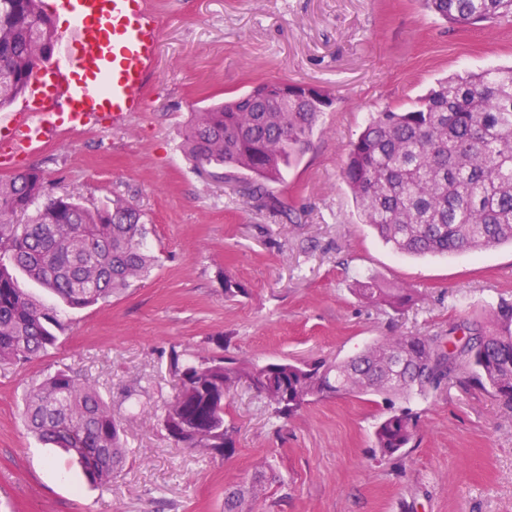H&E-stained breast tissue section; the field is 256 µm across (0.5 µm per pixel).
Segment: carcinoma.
<instances>
[{"label": "carcinoma", "instance_id": "1", "mask_svg": "<svg viewBox=\"0 0 512 512\" xmlns=\"http://www.w3.org/2000/svg\"><path fill=\"white\" fill-rule=\"evenodd\" d=\"M454 26L512 21V0H421ZM59 40L43 0H0V109L21 97L49 45ZM331 100L302 84L281 96L263 82L194 113L185 150L199 170L229 168L245 175L239 193L264 202L271 185L310 144ZM342 179L361 223L371 226L400 255L449 256L512 245V65L447 76L404 110L371 117L353 141ZM40 174L0 180V364L27 363L55 348L64 324L56 307L32 298L16 272L47 289L66 307L84 309L125 292L147 276L157 257L138 208L120 200L90 208L71 195L47 199ZM364 301L396 313L413 302L408 288L356 282ZM441 336H384L357 356L328 362L257 364L217 352L182 357L170 352L179 387L161 422L183 448L224 457L236 451L235 428L226 423V399L242 383L266 401L271 414L288 418L324 392L360 396H426L450 380L475 387L512 409V303L500 302L492 318L452 328ZM28 430L64 449L87 483L112 488L126 463L123 418L79 372L62 368L25 395ZM419 417L392 410L374 430L380 456L410 447ZM271 473L262 469L224 495V512H252Z\"/></svg>", "mask_w": 512, "mask_h": 512}]
</instances>
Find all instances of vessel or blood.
Here are the masks:
<instances>
[{
	"instance_id": "1",
	"label": "vessel or blood",
	"mask_w": 512,
	"mask_h": 512,
	"mask_svg": "<svg viewBox=\"0 0 512 512\" xmlns=\"http://www.w3.org/2000/svg\"><path fill=\"white\" fill-rule=\"evenodd\" d=\"M55 7L74 17L80 39L55 76H37L23 109L0 125L2 161L43 148L57 101L66 105L59 122L71 131L106 116L117 123L144 108L159 38L146 0H56Z\"/></svg>"
}]
</instances>
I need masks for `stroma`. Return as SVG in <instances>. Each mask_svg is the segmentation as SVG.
Masks as SVG:
<instances>
[{"mask_svg":"<svg viewBox=\"0 0 512 512\" xmlns=\"http://www.w3.org/2000/svg\"><path fill=\"white\" fill-rule=\"evenodd\" d=\"M161 20L146 109L52 134L17 171L49 197L99 206L122 198L145 214L159 264L124 295L62 309L55 349L0 366V512H224V489L272 462L277 478L254 512H512V413L487 393L448 383L434 394L336 395L289 419L241 388L226 403L237 428L228 459L178 448L158 416L175 393L171 350L244 361L344 360L384 336H446L512 300V246L402 256L362 224L341 177L369 117L404 108L437 79L512 64V22L451 27L420 0H148ZM330 95L311 144L266 203L235 181L199 173L182 151L193 112L259 81ZM243 294L224 292L225 279ZM371 278L415 292L396 313L354 292ZM68 366L113 407L144 410L112 489L84 483L74 459L26 430L23 398ZM421 421L405 455L383 459L373 431L388 408Z\"/></svg>","mask_w":512,"mask_h":512,"instance_id":"obj_1","label":"stroma"}]
</instances>
